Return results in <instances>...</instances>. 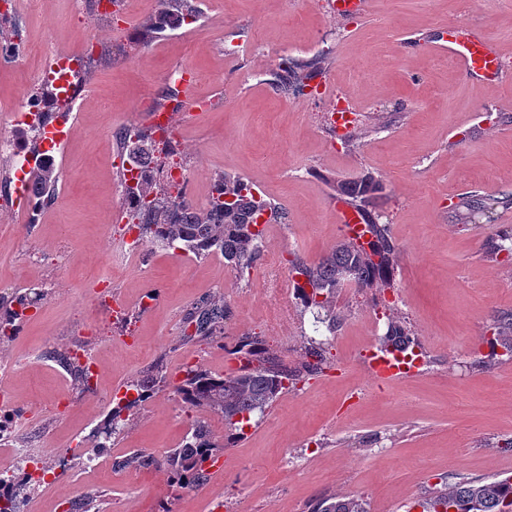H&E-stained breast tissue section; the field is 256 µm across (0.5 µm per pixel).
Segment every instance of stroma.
Listing matches in <instances>:
<instances>
[{
	"label": "stroma",
	"mask_w": 512,
	"mask_h": 512,
	"mask_svg": "<svg viewBox=\"0 0 512 512\" xmlns=\"http://www.w3.org/2000/svg\"><path fill=\"white\" fill-rule=\"evenodd\" d=\"M200 7L193 31L147 34L161 0H126L104 21L73 10L71 0H40L23 15L16 54H0V104L8 107L28 105L30 85H47L32 53L38 44L67 53L84 28L100 54L87 97L69 115L53 207L38 223L19 224V202L0 203V296L46 293L17 336L0 343V359L23 364L9 387L28 413V432L41 435L34 453L50 469L58 452L91 447L127 385L160 368L167 385L127 411L113 448L163 456L196 415L177 391L182 367L230 373L237 362L227 343L244 333L268 336L269 297L223 258L188 257L150 238L141 256L125 253L127 223L112 202L122 179L113 131L145 126L138 103H159L162 76L187 68L199 73L195 94L205 102L178 120L183 137L174 150L187 192L212 187L222 172L261 187L288 215L268 231V251L312 263L343 233L341 185L379 180L385 189L370 210L399 247L394 287L340 290L332 311L345 328L337 336L313 330L328 311L296 306L295 326L268 347L295 362L305 346H321L328 370L252 415L205 485L188 490L156 468H129L121 478H98L90 512H309L313 500L331 496L362 500L369 512H422L436 483L512 476V455L500 448L512 437V360L480 365L483 337L512 312V264L485 251L500 228L512 227V83L465 76L444 40L448 27H471L512 67V0H370L366 16L344 18L330 14L328 0H200ZM282 55L324 59L321 93H284L273 66ZM338 98L359 115L347 137L331 135L323 119ZM486 194L504 199L490 224L464 207ZM105 277L130 308L137 346L124 345L121 324L111 347L101 343L109 316L93 286ZM146 290L157 299L142 308L136 298ZM209 295L232 310L221 346L186 339L187 313ZM393 317L414 338L423 367L377 390L363 352L379 347ZM77 334L101 363L91 401L49 359ZM355 388L362 397L352 402ZM65 396L70 407L56 406Z\"/></svg>",
	"instance_id": "stroma-1"
}]
</instances>
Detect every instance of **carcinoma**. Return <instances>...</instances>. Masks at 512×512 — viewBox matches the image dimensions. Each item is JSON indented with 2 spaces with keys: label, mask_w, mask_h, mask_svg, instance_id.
<instances>
[{
  "label": "carcinoma",
  "mask_w": 512,
  "mask_h": 512,
  "mask_svg": "<svg viewBox=\"0 0 512 512\" xmlns=\"http://www.w3.org/2000/svg\"><path fill=\"white\" fill-rule=\"evenodd\" d=\"M318 69L300 60H289L281 85L284 91L302 95L308 82L315 78ZM39 136L29 130L22 148L37 157L31 172L32 186L41 194L48 193L56 183V172L51 159L39 150ZM121 156L141 157L151 148L150 134L140 132L137 143L120 142ZM212 196L204 209L189 208L183 204V189L172 194L163 189L155 190L153 180L143 178L137 193L128 203L131 220L140 221L142 231L166 245H179V249L196 257L219 254L224 263L235 269L249 268L262 253L263 230L257 228L256 218L265 211L275 212L264 198L256 196L252 185L242 178H230L223 173L214 177ZM383 189L376 182H360L343 188L347 204L356 209L365 220V243L346 235L336 242L332 251L317 263L300 260L292 262V277L303 280L296 286L301 292L305 307L324 308L335 298L339 289L351 286L360 290H389L394 287L392 273L399 254L391 225L372 219L366 209V198ZM503 204L494 194L484 195L469 204L474 214L490 223L498 207ZM491 255L502 253L512 258V228L498 231L488 243ZM42 297L36 292H16L5 299L0 297V320L13 315V306H27ZM231 309L224 298H204L192 307L188 321L194 336L209 340L224 335V324L230 319ZM385 341L390 344H411L406 326L399 320L388 322ZM493 345L512 353V313L498 320L497 336ZM235 353L242 356L243 365L232 376H215L198 367L183 370L177 390L183 401L192 408H201L220 416L224 427L243 430L244 425L256 412H264L285 390V382L298 379L304 374L322 371L325 363L322 350L310 347L306 360L290 366L278 355L263 346L262 340L245 333L236 340ZM166 382L159 373L148 381L131 384L137 399L143 400L155 387ZM226 447L213 438L206 421L197 419L178 449L168 452L158 460L152 454L140 452L124 457L119 466L133 464L139 467L163 469L170 482L184 487H198L208 477L206 463L216 462L217 452ZM423 512H506L512 508V478L494 480H463L444 483L433 489L422 503ZM310 512H368L366 504L358 499L328 497L316 501Z\"/></svg>",
  "instance_id": "obj_1"
}]
</instances>
